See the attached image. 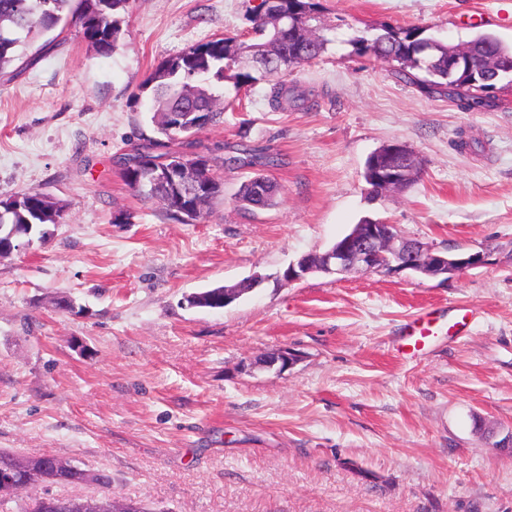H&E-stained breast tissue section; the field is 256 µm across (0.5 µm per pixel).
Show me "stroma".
<instances>
[{
    "instance_id": "stroma-1",
    "label": "stroma",
    "mask_w": 512,
    "mask_h": 512,
    "mask_svg": "<svg viewBox=\"0 0 512 512\" xmlns=\"http://www.w3.org/2000/svg\"><path fill=\"white\" fill-rule=\"evenodd\" d=\"M319 3L321 27L512 43V0ZM255 4L131 0L111 55L71 25L0 76V200L37 190L65 205L47 241L0 257V449L105 471L155 512H512V452L492 446L512 433V86L464 112L332 44L287 75L314 109L272 111L265 80L197 134L224 181L205 222L179 223L122 181L120 154L155 134L152 69L250 39ZM394 141L422 175L370 199L365 162ZM243 142L282 160L265 170L278 204L255 217L234 209L245 172L224 163ZM365 216L486 263L446 281L277 282ZM255 273L265 283L223 309L186 301ZM424 313L437 334L409 352L404 330ZM281 350L290 365L260 366Z\"/></svg>"
}]
</instances>
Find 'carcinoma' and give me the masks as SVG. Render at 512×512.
I'll use <instances>...</instances> for the list:
<instances>
[{"instance_id":"carcinoma-1","label":"carcinoma","mask_w":512,"mask_h":512,"mask_svg":"<svg viewBox=\"0 0 512 512\" xmlns=\"http://www.w3.org/2000/svg\"><path fill=\"white\" fill-rule=\"evenodd\" d=\"M130 0H0V74L26 55L42 35L61 23L77 26L88 45L99 55L111 54L121 35L120 20ZM266 2L254 6L251 21L260 41L248 43L237 37H222L159 63L148 77L154 104L152 123L157 138L135 144L121 154L120 177L133 192L147 202H158L171 218L182 224L205 221L214 201L224 195V180L215 176L211 159L194 150L195 136L204 128L196 123L204 113L210 124L224 119V110L240 99L262 79L287 72L319 58L327 50L329 39L312 34L319 3L317 0H275L271 9L279 23L260 16ZM351 54L373 57L393 65L397 77L416 85L427 95L440 94L461 109L474 112L491 106L489 92L512 75V47L498 37L480 33L467 41L471 68L448 72L451 46L426 34L419 26L387 25L372 33L360 31L347 40ZM232 83L233 97L215 95L214 86ZM269 103L279 111L312 107L308 94L284 80L271 85ZM194 155L199 167L195 177L201 189L191 199L174 200L171 187L156 183L144 191L136 184L146 179L149 166L160 159L174 163ZM247 167H273L280 163L276 155L247 153L234 158ZM280 193L279 185L261 172L243 181L235 196L239 210L254 214L272 207ZM64 213L60 201L37 190L0 201V246L8 247L7 235L14 224L29 225L30 235L44 240L45 226L58 224ZM187 302L195 307L224 308V287L217 286L194 293ZM37 486L27 500L3 505L0 512H80V499L52 495L57 486L86 483L82 471H64L57 467L58 457L27 454ZM92 483L103 489L100 500L108 505L112 495V477L94 472ZM51 497L56 508L48 511L44 499Z\"/></svg>"}]
</instances>
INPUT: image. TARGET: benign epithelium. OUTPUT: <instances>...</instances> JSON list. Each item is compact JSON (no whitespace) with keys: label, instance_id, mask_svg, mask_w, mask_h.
<instances>
[{"label":"benign epithelium","instance_id":"7a95c632","mask_svg":"<svg viewBox=\"0 0 512 512\" xmlns=\"http://www.w3.org/2000/svg\"><path fill=\"white\" fill-rule=\"evenodd\" d=\"M407 148L392 142L375 154L373 181L381 185L382 192L399 187L405 178V168L401 160ZM170 180L189 185L191 171L182 165H171L154 174L151 180ZM485 256L479 252L468 255H452L440 251L432 245L419 242L412 245L401 236L395 225L382 219H369L355 225L352 232L336 242L319 263L310 254L299 257L290 263L280 277L283 283H293L305 279L314 272L343 275L358 267L366 272L388 274L410 271L424 278H448L460 275L469 269L479 267ZM15 496L27 495L34 483L25 474L24 463L13 468V477L6 481Z\"/></svg>","mask_w":512,"mask_h":512}]
</instances>
